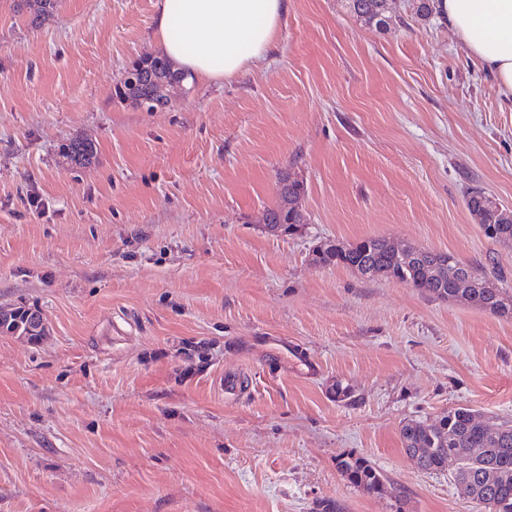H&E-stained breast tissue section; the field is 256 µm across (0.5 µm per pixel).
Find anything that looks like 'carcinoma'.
<instances>
[{"instance_id": "cac0c4a2", "label": "carcinoma", "mask_w": 512, "mask_h": 512, "mask_svg": "<svg viewBox=\"0 0 512 512\" xmlns=\"http://www.w3.org/2000/svg\"><path fill=\"white\" fill-rule=\"evenodd\" d=\"M346 8L369 27L384 28L392 21L388 0H345ZM153 77L149 90L139 84L142 75ZM187 79L174 69L164 56L140 57L134 60L126 76L114 86L112 96L121 102L151 110L168 105L167 86ZM62 155L74 162H86L93 150L73 143L61 147ZM306 193V185L288 175L279 178V196L269 208L280 224H303V213L293 206ZM469 211L476 217L485 236L494 241H512V214L499 211L498 204L480 191L467 200ZM322 265L348 268L356 265L361 277H384L423 288L443 300H460L464 294L480 292L490 301V312L512 317V290L499 284L498 278L460 262L453 254L436 252L430 261L446 262L460 270L471 283L458 288L452 280L437 284L426 278L420 265L404 262L386 247L385 239L366 237L348 246L336 245L316 254ZM485 420L469 407H455L431 423L410 421L400 430L406 453L419 470L426 473L448 471L458 492L475 502L483 512H512V425L506 423L483 426ZM337 467L353 485L367 492L384 490L386 478L362 457L349 456Z\"/></svg>"}]
</instances>
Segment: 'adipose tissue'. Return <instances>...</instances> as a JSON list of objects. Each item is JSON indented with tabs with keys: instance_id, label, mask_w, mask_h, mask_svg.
I'll return each mask as SVG.
<instances>
[{
	"instance_id": "obj_1",
	"label": "adipose tissue",
	"mask_w": 512,
	"mask_h": 512,
	"mask_svg": "<svg viewBox=\"0 0 512 512\" xmlns=\"http://www.w3.org/2000/svg\"><path fill=\"white\" fill-rule=\"evenodd\" d=\"M469 56L512 103V0H434ZM288 0H158L155 35L179 69L224 80L267 59Z\"/></svg>"
}]
</instances>
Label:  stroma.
<instances>
[{
    "label": "stroma",
    "mask_w": 512,
    "mask_h": 512,
    "mask_svg": "<svg viewBox=\"0 0 512 512\" xmlns=\"http://www.w3.org/2000/svg\"><path fill=\"white\" fill-rule=\"evenodd\" d=\"M387 28L290 0L273 53L152 112L112 92L156 55L157 0H0V512H480L400 430L512 422V319L319 265L321 241L449 252L512 288L473 189L512 208V110L438 17ZM90 142V161L60 147ZM288 172L306 224L262 215ZM241 393H225V373ZM403 492L369 495L337 460ZM337 467L350 483L369 493L384 490L386 478L362 457L350 455L346 459H341Z\"/></svg>",
    "instance_id": "1"
}]
</instances>
